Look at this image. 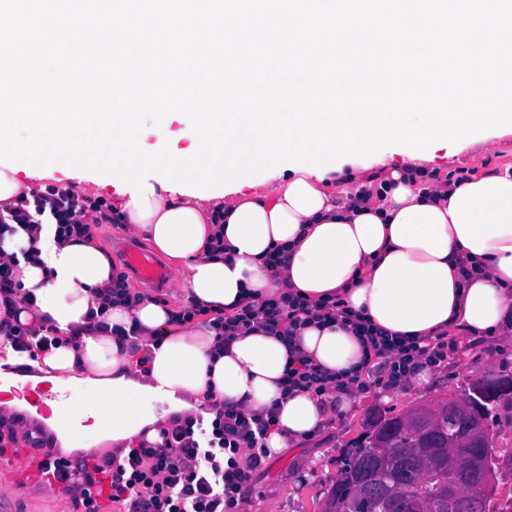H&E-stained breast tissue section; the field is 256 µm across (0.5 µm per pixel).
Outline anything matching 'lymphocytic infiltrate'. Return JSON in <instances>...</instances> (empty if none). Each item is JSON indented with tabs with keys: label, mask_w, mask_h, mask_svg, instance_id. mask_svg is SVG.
Masks as SVG:
<instances>
[{
	"label": "lymphocytic infiltrate",
	"mask_w": 512,
	"mask_h": 512,
	"mask_svg": "<svg viewBox=\"0 0 512 512\" xmlns=\"http://www.w3.org/2000/svg\"><path fill=\"white\" fill-rule=\"evenodd\" d=\"M53 220L58 240L90 239L103 224L119 223L112 206L77 185H49L19 192L0 213V236L22 225L37 234ZM15 260L0 259V337L16 351L37 360L39 353L61 344L58 336H39L37 330L12 322L15 301ZM341 323L358 337L361 365L329 373L305 357L297 346L301 329L311 321ZM221 330L213 352L222 355L239 334L264 328L280 337L290 356L282 377V392L311 391L320 396L353 390L370 392L377 386L406 388L417 368L436 367L448 356V343L424 345L419 339L397 336L352 313L338 298L310 306L307 299L289 292L247 302L230 317H220ZM210 416L187 414L160 428L153 442L137 441L125 457L111 454L96 460L74 461L51 453V439L32 437L34 447L45 449L39 468L48 474V487L69 494L73 512H100L102 501L123 512H245L255 474L266 458V437L276 424L274 412L262 415L211 404Z\"/></svg>",
	"instance_id": "1"
}]
</instances>
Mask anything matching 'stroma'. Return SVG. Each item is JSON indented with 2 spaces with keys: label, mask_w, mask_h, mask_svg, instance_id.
<instances>
[{
  "label": "stroma",
  "mask_w": 512,
  "mask_h": 512,
  "mask_svg": "<svg viewBox=\"0 0 512 512\" xmlns=\"http://www.w3.org/2000/svg\"><path fill=\"white\" fill-rule=\"evenodd\" d=\"M418 167L439 176H477L512 166V130L482 132L464 142L436 144ZM512 374V338L479 341L455 339L448 356L434 371L435 382L424 389L375 388L356 396L353 412L334 421L302 447L285 451L274 462L261 465L248 500V512H319L336 477V459L362 430L368 412L378 408L405 414L457 390L478 369ZM26 459L0 460V512H70L68 494L26 481Z\"/></svg>",
  "instance_id": "stroma-1"
}]
</instances>
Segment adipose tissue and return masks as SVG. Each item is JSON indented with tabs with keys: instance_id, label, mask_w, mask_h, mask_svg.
I'll use <instances>...</instances> for the list:
<instances>
[{
	"instance_id": "obj_1",
	"label": "adipose tissue",
	"mask_w": 512,
	"mask_h": 512,
	"mask_svg": "<svg viewBox=\"0 0 512 512\" xmlns=\"http://www.w3.org/2000/svg\"><path fill=\"white\" fill-rule=\"evenodd\" d=\"M401 170L384 172L394 184L383 198L357 205L350 191L333 194L316 173L292 171L266 193L225 201L224 241L229 259L204 249L213 227L201 198L180 199L155 187L150 217L138 214L130 193L115 207L130 232L145 236L169 258L187 300L231 316L242 297L288 288L311 303L340 297L347 307L390 333L422 340L440 334L494 336L512 332V169L478 175L450 191L430 194L401 183ZM285 248L279 273L264 256ZM39 264L21 263L20 321L53 326L65 342L43 355L45 381L80 389L70 414L86 446L157 438L170 415L200 411L213 390L225 407L262 414L277 410L268 460L344 418L354 400L300 391L281 398L288 348L255 330L211 357L216 332L203 321L169 324L165 304L145 299L133 308L112 306L92 317L93 288L112 277V259L95 242L40 240ZM482 275L463 281L462 265ZM138 325L140 337L120 341ZM298 345L336 372L359 362L361 345L339 325L310 324Z\"/></svg>"
}]
</instances>
